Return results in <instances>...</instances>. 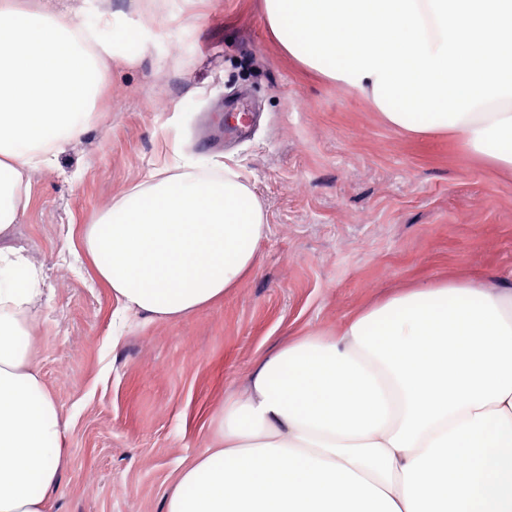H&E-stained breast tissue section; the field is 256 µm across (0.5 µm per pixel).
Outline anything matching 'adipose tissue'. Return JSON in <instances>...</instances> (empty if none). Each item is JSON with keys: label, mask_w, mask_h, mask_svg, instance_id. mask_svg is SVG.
I'll return each mask as SVG.
<instances>
[{"label": "adipose tissue", "mask_w": 512, "mask_h": 512, "mask_svg": "<svg viewBox=\"0 0 512 512\" xmlns=\"http://www.w3.org/2000/svg\"><path fill=\"white\" fill-rule=\"evenodd\" d=\"M281 49L392 128L450 133L512 172V0H265ZM98 24L0 0V237L29 175L92 116ZM263 204L241 175L152 170L82 244L120 314L171 320L257 262ZM44 275L0 249V512H48L69 463L34 365ZM164 512H512V274L415 287L260 357Z\"/></svg>", "instance_id": "1"}]
</instances>
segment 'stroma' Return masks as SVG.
Masks as SVG:
<instances>
[{
	"label": "stroma",
	"instance_id": "1",
	"mask_svg": "<svg viewBox=\"0 0 512 512\" xmlns=\"http://www.w3.org/2000/svg\"><path fill=\"white\" fill-rule=\"evenodd\" d=\"M118 56L85 132L30 176L8 240L44 273L37 366L71 460L50 512H164L224 399L259 356L414 284L512 272V173L442 134L408 136L369 101L305 70L263 0H105ZM142 26L138 49L123 32ZM236 169L264 204L256 267L174 320L129 316L81 252L147 172L189 159Z\"/></svg>",
	"mask_w": 512,
	"mask_h": 512
}]
</instances>
